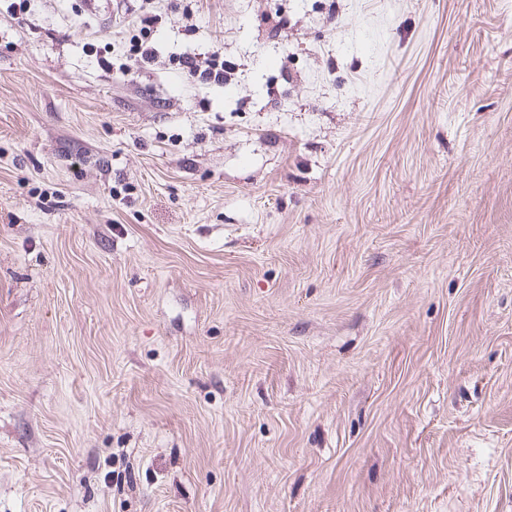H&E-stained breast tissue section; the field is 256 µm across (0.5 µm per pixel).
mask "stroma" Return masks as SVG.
<instances>
[{
    "instance_id": "35a3bbf8",
    "label": "stroma",
    "mask_w": 512,
    "mask_h": 512,
    "mask_svg": "<svg viewBox=\"0 0 512 512\" xmlns=\"http://www.w3.org/2000/svg\"><path fill=\"white\" fill-rule=\"evenodd\" d=\"M0 512H512V0H0ZM156 15H145L140 20L138 34H133L130 38V64L129 66L140 68L154 62L156 58L155 48L148 40V31L153 30L158 21ZM151 32V31H150ZM149 32V33H150ZM178 69L186 79H199L202 81L224 80V59L221 60L218 52H213L208 57L187 54L178 61Z\"/></svg>"
}]
</instances>
